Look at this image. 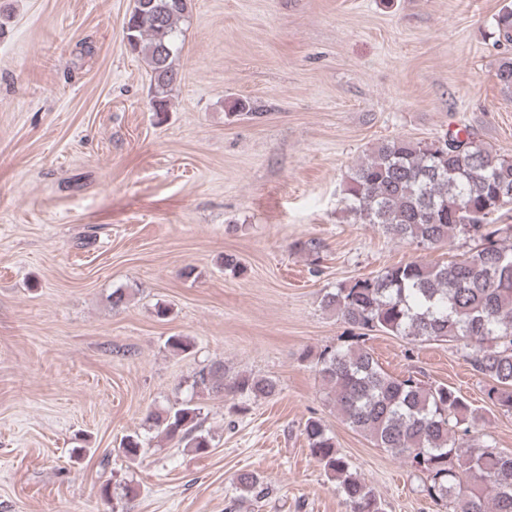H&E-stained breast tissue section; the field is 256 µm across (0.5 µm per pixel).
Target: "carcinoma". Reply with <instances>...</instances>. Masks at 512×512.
Listing matches in <instances>:
<instances>
[{
  "mask_svg": "<svg viewBox=\"0 0 512 512\" xmlns=\"http://www.w3.org/2000/svg\"><path fill=\"white\" fill-rule=\"evenodd\" d=\"M189 2L134 0L125 23L127 45L151 70L157 112L166 111L178 78L174 61ZM494 33L498 45L512 46L511 6L497 14ZM343 192L348 215L393 239L431 249L462 235L472 247L459 259L391 266L325 292L322 308L353 330L351 343L315 357L330 402L352 431L421 473L422 492L443 512H512V452L474 435L483 418L479 409L451 386L388 374L363 345L374 331L412 343L450 342L492 382L491 404L512 413V224L492 219L512 205V158L492 151L467 128L430 143L394 138L353 168ZM190 387L197 396L228 392L248 399L278 391L269 377L226 381L222 360L196 372ZM148 419L170 441H184L199 453L211 448L201 407L191 398L152 410ZM303 435L310 456L336 480L346 512H384L321 420L308 418ZM146 447L135 432L118 453L136 461ZM237 484L244 494L265 495L252 473L239 474Z\"/></svg>",
  "mask_w": 512,
  "mask_h": 512,
  "instance_id": "carcinoma-1",
  "label": "carcinoma"
}]
</instances>
